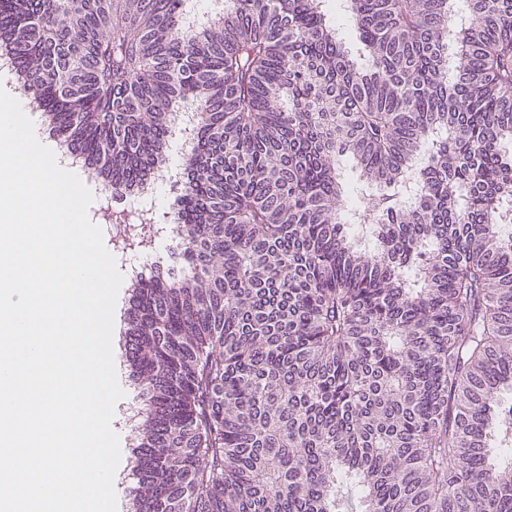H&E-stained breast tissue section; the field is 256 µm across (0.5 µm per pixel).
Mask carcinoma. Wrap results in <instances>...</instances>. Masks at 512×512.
Masks as SVG:
<instances>
[{
    "instance_id": "carcinoma-1",
    "label": "carcinoma",
    "mask_w": 512,
    "mask_h": 512,
    "mask_svg": "<svg viewBox=\"0 0 512 512\" xmlns=\"http://www.w3.org/2000/svg\"><path fill=\"white\" fill-rule=\"evenodd\" d=\"M0 0V46L88 179L194 147L127 322L141 512H512V0ZM352 162L356 183L341 177Z\"/></svg>"
}]
</instances>
